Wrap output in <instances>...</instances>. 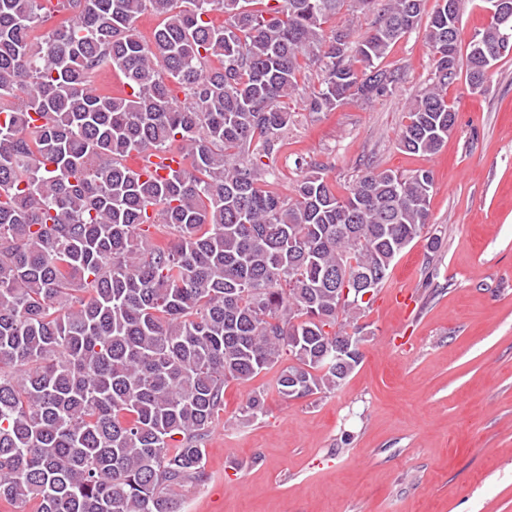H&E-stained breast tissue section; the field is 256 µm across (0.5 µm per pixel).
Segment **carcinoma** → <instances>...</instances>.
Returning a JSON list of instances; mask_svg holds the SVG:
<instances>
[{"instance_id":"cac0c4a2","label":"carcinoma","mask_w":512,"mask_h":512,"mask_svg":"<svg viewBox=\"0 0 512 512\" xmlns=\"http://www.w3.org/2000/svg\"><path fill=\"white\" fill-rule=\"evenodd\" d=\"M50 2L0 0V502L181 512L224 385L277 366L287 398L339 388L363 358V294L430 224L428 169L366 171L338 195L302 158L289 195L269 182L302 69L318 73L310 112L393 94L383 61L425 0H385L360 37L324 24L374 0ZM499 4L463 65L460 0H436L405 151L436 154L456 122L448 84L463 70L486 90L512 51ZM109 68L131 93L94 87ZM172 152L183 166L165 179L126 164ZM264 413L258 390L241 415Z\"/></svg>"}]
</instances>
